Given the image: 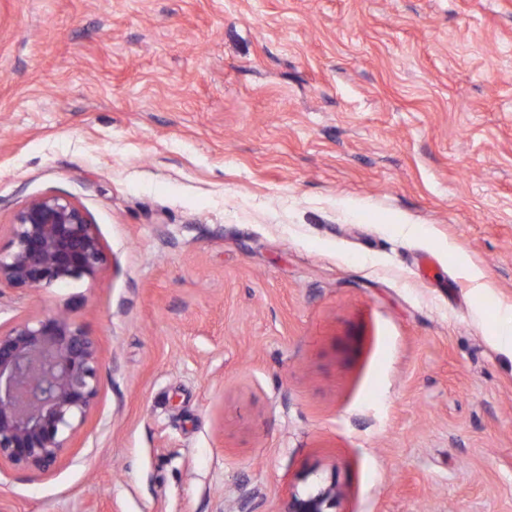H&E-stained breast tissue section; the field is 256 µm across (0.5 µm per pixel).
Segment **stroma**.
Segmentation results:
<instances>
[{"mask_svg":"<svg viewBox=\"0 0 512 512\" xmlns=\"http://www.w3.org/2000/svg\"><path fill=\"white\" fill-rule=\"evenodd\" d=\"M62 194L102 389L0 512H512V0H0V248ZM341 497L336 483L317 487L304 495L294 492L288 497V507L284 512H335L332 509H336Z\"/></svg>","mask_w":512,"mask_h":512,"instance_id":"stroma-1","label":"stroma"}]
</instances>
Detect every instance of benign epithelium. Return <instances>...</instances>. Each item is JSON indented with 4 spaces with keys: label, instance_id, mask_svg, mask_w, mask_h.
Instances as JSON below:
<instances>
[{
    "label": "benign epithelium",
    "instance_id": "1",
    "mask_svg": "<svg viewBox=\"0 0 512 512\" xmlns=\"http://www.w3.org/2000/svg\"><path fill=\"white\" fill-rule=\"evenodd\" d=\"M0 250V286L45 288L93 279L106 261L86 211L64 195L36 197ZM101 388V360L84 327L54 312L0 328V466L45 473L84 424ZM336 484L288 497L285 512H334Z\"/></svg>",
    "mask_w": 512,
    "mask_h": 512
}]
</instances>
